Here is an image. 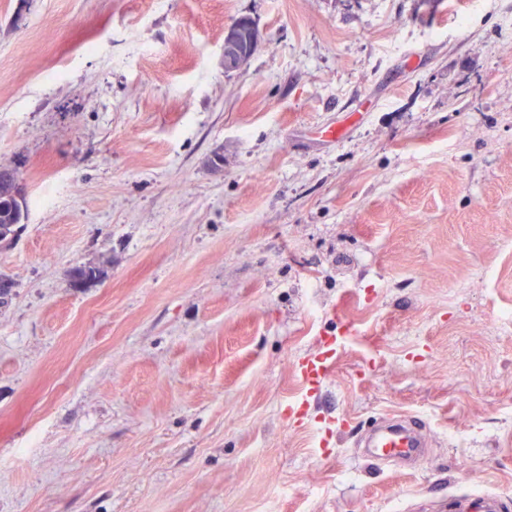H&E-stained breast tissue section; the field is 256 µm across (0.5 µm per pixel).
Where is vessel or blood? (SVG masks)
I'll return each mask as SVG.
<instances>
[{
    "label": "vessel or blood",
    "mask_w": 512,
    "mask_h": 512,
    "mask_svg": "<svg viewBox=\"0 0 512 512\" xmlns=\"http://www.w3.org/2000/svg\"><path fill=\"white\" fill-rule=\"evenodd\" d=\"M341 340L332 338L316 352L300 359L295 372L303 384V392L288 405L294 419H303L307 408L322 390L332 371ZM367 457L381 465L417 462L425 455L426 440L420 424L405 416L385 418L371 429L362 441Z\"/></svg>",
    "instance_id": "1"
}]
</instances>
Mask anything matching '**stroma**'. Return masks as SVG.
<instances>
[{
	"mask_svg": "<svg viewBox=\"0 0 512 512\" xmlns=\"http://www.w3.org/2000/svg\"><path fill=\"white\" fill-rule=\"evenodd\" d=\"M1 163L0 512L512 498V0H0ZM246 22L254 28H258L256 22L248 17L241 16L234 20L224 30V36L227 38L230 33L238 28V23ZM235 47L237 49V55L239 58L240 66L238 71L246 68L251 58L256 54L262 43V37L257 29H253L246 26H241L236 32ZM225 38H224V71L225 73L235 72V62L232 56L228 55L225 50ZM14 197L20 199L24 195L21 185L16 184L12 190ZM11 189L0 184V241L13 239L20 228L19 224L25 220L27 215L26 199L22 201L15 199ZM342 343L343 340L332 337L319 350L295 363V372L302 381L303 393L288 404V413L297 421L305 417L310 402L322 390ZM409 418L393 416L380 421L361 441L363 453L381 465L416 463L422 459L426 440L421 425Z\"/></svg>",
	"mask_w": 512,
	"mask_h": 512,
	"instance_id": "35a3bbf8",
	"label": "stroma"
}]
</instances>
